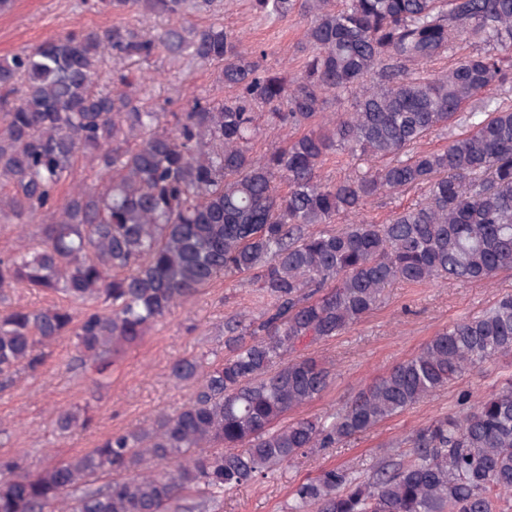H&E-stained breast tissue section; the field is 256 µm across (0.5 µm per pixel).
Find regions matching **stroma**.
Listing matches in <instances>:
<instances>
[{
    "label": "stroma",
    "mask_w": 512,
    "mask_h": 512,
    "mask_svg": "<svg viewBox=\"0 0 512 512\" xmlns=\"http://www.w3.org/2000/svg\"><path fill=\"white\" fill-rule=\"evenodd\" d=\"M118 19L142 24L149 33L169 25L165 17L144 22L134 12L115 16L101 10L97 0H14L10 10L0 12V58ZM199 21L224 25L246 43L264 46L269 66L298 73L303 19L263 20L250 10L247 0H231L224 11L200 16ZM132 68L150 76L147 96L168 113L186 111L196 96H224L215 81L217 70L211 66L158 53L133 63ZM507 294H512V270L481 283L440 278L422 286L391 285L378 308L359 323L311 346V354L331 366L334 378L325 392L301 408V415L332 417L375 378L420 352L438 331L480 313ZM260 311L255 284L219 279L196 302L176 306L155 325L140 346L126 352L101 387L75 367L72 340L58 339L38 372H19L11 386L0 390V455L21 457L27 469L36 470L89 451L110 433L149 427L159 413L174 411L193 395V386L172 378L173 361L195 356L210 362L224 356L225 322L241 316L254 318ZM511 376L512 356L487 363L344 445L298 456L260 482L225 492L208 512H288L291 492L298 484L334 466L369 475L387 456L406 453L404 439L413 430L432 418L460 411L462 393L485 396ZM84 404L92 407V427L57 439L53 433L57 413Z\"/></svg>",
    "instance_id": "obj_1"
}]
</instances>
